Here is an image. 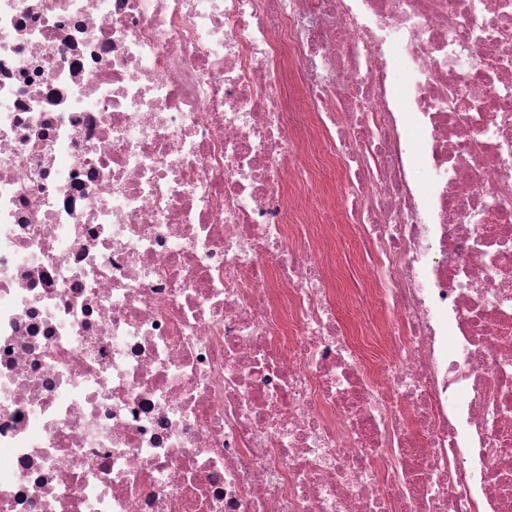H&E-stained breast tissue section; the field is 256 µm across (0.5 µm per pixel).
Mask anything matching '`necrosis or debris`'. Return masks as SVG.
<instances>
[{"label":"necrosis or debris","instance_id":"1","mask_svg":"<svg viewBox=\"0 0 512 512\" xmlns=\"http://www.w3.org/2000/svg\"><path fill=\"white\" fill-rule=\"evenodd\" d=\"M503 473L512 0H0V512H512ZM333 264L336 270V288L344 291L350 307H341V315L346 321H364L367 314L360 304L363 288H366V276L358 267L355 249L344 227L336 230V243L333 249ZM358 311V316L356 313Z\"/></svg>","mask_w":512,"mask_h":512}]
</instances>
